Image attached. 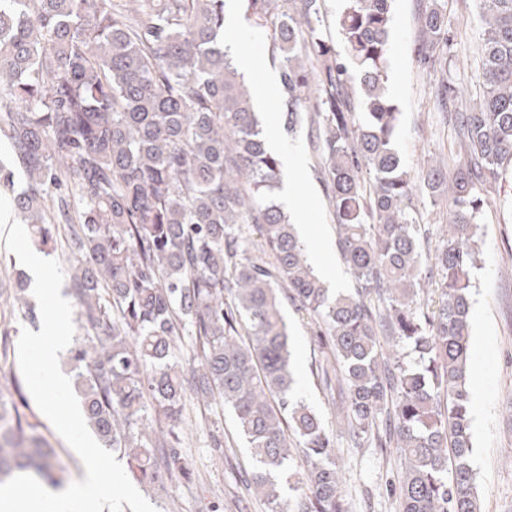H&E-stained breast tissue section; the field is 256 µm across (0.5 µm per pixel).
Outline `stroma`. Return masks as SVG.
Here are the masks:
<instances>
[{
  "mask_svg": "<svg viewBox=\"0 0 512 512\" xmlns=\"http://www.w3.org/2000/svg\"><path fill=\"white\" fill-rule=\"evenodd\" d=\"M420 0H394L392 37L389 47L390 93L401 113L396 145L412 178H419L429 154L452 130L436 109L432 76L424 71L415 53L416 16ZM226 41L235 44L255 61L251 85L279 87L278 68L269 55L266 33L238 15L234 26L225 28ZM262 128L275 132L277 154L284 164L282 176L294 181V207L302 221L315 231L305 241L308 252L319 253L317 271L323 280H335L337 288L349 290L354 280L344 265L338 247L336 226L330 213L321 176L315 166L309 127L288 133L278 96L257 101ZM481 252L473 271L471 307V426L473 455L483 512H512V277L501 275L500 256L512 251V174L507 175L484 206L479 230ZM21 264L0 240V330L10 343H17L22 329L40 331L41 323L25 317L20 308L6 304ZM284 314L290 331V350L298 389L306 401L335 428L332 399L312 373L320 359V345L310 323L292 305ZM224 434L226 457L214 459L207 443L211 431ZM183 454L196 478L176 483L169 495L147 493L157 512H269L267 505L245 490L242 479L253 472L250 449L238 436L230 412L211 406L206 418L190 431ZM336 463L342 472V494L347 512H399L393 488L404 469L393 448H355L339 439Z\"/></svg>",
  "mask_w": 512,
  "mask_h": 512,
  "instance_id": "obj_1",
  "label": "stroma"
}]
</instances>
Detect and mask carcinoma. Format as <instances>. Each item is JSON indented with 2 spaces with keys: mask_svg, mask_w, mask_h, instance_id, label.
<instances>
[{
  "mask_svg": "<svg viewBox=\"0 0 512 512\" xmlns=\"http://www.w3.org/2000/svg\"><path fill=\"white\" fill-rule=\"evenodd\" d=\"M392 0H342L343 48L315 36L324 0H247L278 62L288 131L311 146L355 281L315 273L273 191L265 146L224 42V0H0V186L55 244L49 216L80 255L71 294L81 336L65 354L84 416L128 477L169 493L192 471L181 453L187 390L230 409L258 469L247 486L270 512H347L336 434L297 392L282 310L314 325L339 370L340 425L356 448L396 444L400 512H480L471 466V279L482 192L512 172V0H476L482 82L463 104L448 79L447 0H421L416 56L435 76L457 142L422 172L446 208L432 257V308L419 301L415 191L396 149L388 88ZM410 349L385 356L380 337ZM307 463L283 499L273 473ZM28 474L57 488L66 465L0 395V482Z\"/></svg>",
  "mask_w": 512,
  "mask_h": 512,
  "instance_id": "carcinoma-1",
  "label": "carcinoma"
}]
</instances>
